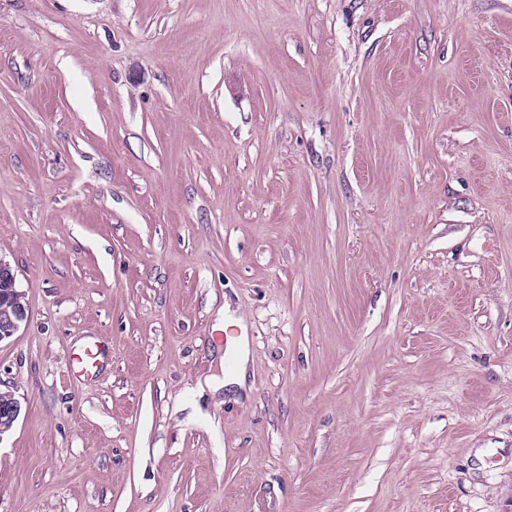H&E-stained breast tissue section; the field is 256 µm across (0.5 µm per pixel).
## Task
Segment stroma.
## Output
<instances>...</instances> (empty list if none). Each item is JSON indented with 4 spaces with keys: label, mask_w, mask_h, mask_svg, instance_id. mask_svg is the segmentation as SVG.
<instances>
[{
    "label": "stroma",
    "mask_w": 512,
    "mask_h": 512,
    "mask_svg": "<svg viewBox=\"0 0 512 512\" xmlns=\"http://www.w3.org/2000/svg\"><path fill=\"white\" fill-rule=\"evenodd\" d=\"M0 256V512H512V0H0ZM15 279L14 267L0 256V281H5L6 285L11 283L13 287ZM11 287L0 289V342L14 336L29 317L27 305L21 302L22 293ZM228 339V353H231L235 359L236 367L233 373H229L227 375L224 374V380L221 381L218 378H215L212 384H215L219 388L223 385V387L227 386L230 383H235L238 385L243 384L244 374L246 372L247 363L249 360V349L247 337L240 335L237 337L227 336ZM106 353L107 349L102 344L89 345L76 354L73 363H76L83 373L96 372L101 364V359L105 357ZM6 397L0 400V439L13 427L20 414V403L11 392H5Z\"/></svg>",
    "instance_id": "obj_1"
}]
</instances>
